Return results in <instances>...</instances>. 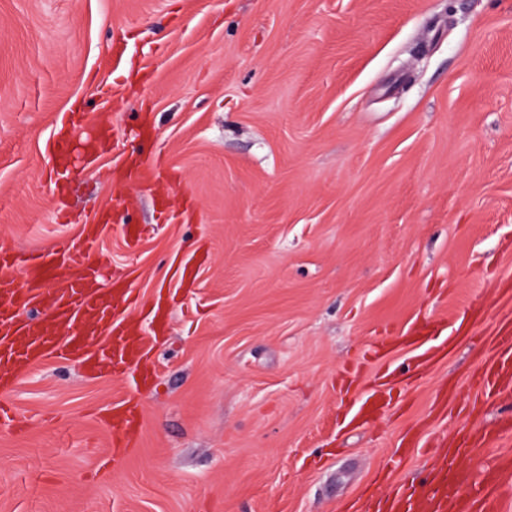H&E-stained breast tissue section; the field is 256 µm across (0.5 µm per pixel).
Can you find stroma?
Returning <instances> with one entry per match:
<instances>
[{
  "label": "stroma",
  "instance_id": "35a3bbf8",
  "mask_svg": "<svg viewBox=\"0 0 512 512\" xmlns=\"http://www.w3.org/2000/svg\"><path fill=\"white\" fill-rule=\"evenodd\" d=\"M72 112L111 133L60 188ZM103 220L165 313L149 376L1 388L0 512H369L512 410L470 407L512 313V0H0V247ZM81 124V113H70L67 121L58 128L54 140L49 144V148L59 154L65 153L76 136V129H78ZM99 419L105 425H112V447L115 454L134 445L141 424L138 412L125 408L123 404H116L113 413H102Z\"/></svg>",
  "mask_w": 512,
  "mask_h": 512
}]
</instances>
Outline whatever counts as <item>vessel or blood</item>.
<instances>
[{"label": "vessel or blood", "mask_w": 512, "mask_h": 512, "mask_svg": "<svg viewBox=\"0 0 512 512\" xmlns=\"http://www.w3.org/2000/svg\"><path fill=\"white\" fill-rule=\"evenodd\" d=\"M82 115L70 113L57 130L51 149L65 153L73 142ZM104 225L85 226L79 239L58 241L51 253L40 256L0 249V386L15 382L24 371L56 356L79 361L90 376L121 369L143 347L135 332L110 314L113 292L101 288V265L94 251ZM25 269V287H16L15 269ZM78 327L79 335H62V328ZM499 355L473 380L475 404L512 388V323L498 330ZM112 428V447H132L141 417L115 405L101 414ZM512 433V419L469 435L464 449L493 448ZM512 495V453L495 455L479 473L460 469L456 456L443 455L414 490H397L387 512H505Z\"/></svg>", "instance_id": "obj_1"}]
</instances>
